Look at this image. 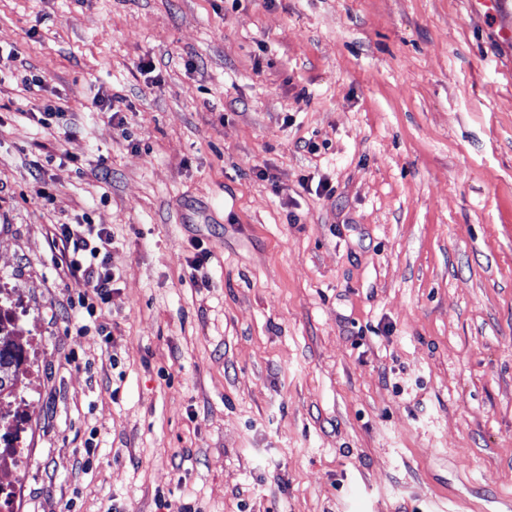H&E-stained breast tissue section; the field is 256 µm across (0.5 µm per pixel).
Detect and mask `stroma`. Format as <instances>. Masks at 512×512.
<instances>
[{
	"mask_svg": "<svg viewBox=\"0 0 512 512\" xmlns=\"http://www.w3.org/2000/svg\"><path fill=\"white\" fill-rule=\"evenodd\" d=\"M0 49V512H512L511 14L0 0ZM84 216L107 335L48 241ZM23 363V348L15 340V331L7 310L0 307V398L15 389L18 370Z\"/></svg>",
	"mask_w": 512,
	"mask_h": 512,
	"instance_id": "35a3bbf8",
	"label": "stroma"
}]
</instances>
